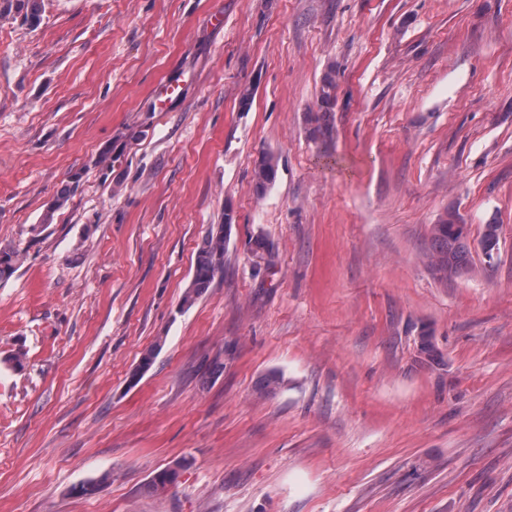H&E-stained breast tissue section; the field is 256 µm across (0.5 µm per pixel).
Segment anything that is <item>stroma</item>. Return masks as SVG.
<instances>
[{
  "label": "stroma",
  "instance_id": "stroma-1",
  "mask_svg": "<svg viewBox=\"0 0 512 512\" xmlns=\"http://www.w3.org/2000/svg\"><path fill=\"white\" fill-rule=\"evenodd\" d=\"M228 210L224 271L182 308ZM449 214L472 265L445 280L427 254ZM12 251L0 512H512V0H43L39 26L0 20ZM334 90L333 81L330 77L325 76L322 81V88L320 94V109L322 113L320 116L314 118L316 126H314L312 133L315 136H322L323 138L329 137L331 128L327 123L326 116L328 112H331L333 108L334 96L332 94ZM322 121V122H320ZM277 161L271 154H262L253 169V181L258 193H263L277 176Z\"/></svg>",
  "mask_w": 512,
  "mask_h": 512
}]
</instances>
